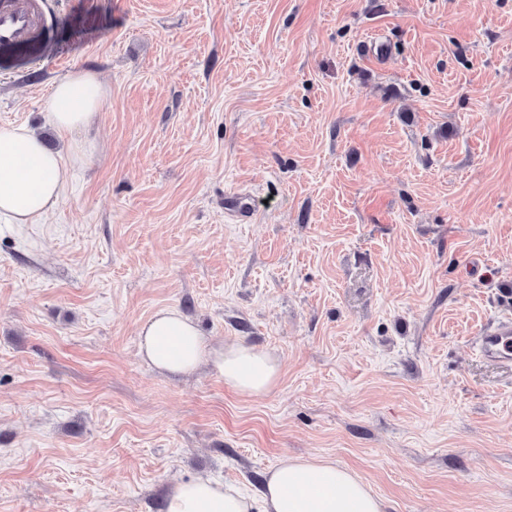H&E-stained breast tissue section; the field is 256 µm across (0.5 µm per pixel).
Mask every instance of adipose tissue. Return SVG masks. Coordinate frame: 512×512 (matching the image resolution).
Masks as SVG:
<instances>
[{
	"label": "adipose tissue",
	"instance_id": "1",
	"mask_svg": "<svg viewBox=\"0 0 512 512\" xmlns=\"http://www.w3.org/2000/svg\"><path fill=\"white\" fill-rule=\"evenodd\" d=\"M105 97L96 75L80 72L55 85L45 110L65 138L93 125ZM75 156L47 148L28 126L0 125V223H43L65 195L62 174ZM138 336L140 355L162 373L188 374L206 365L246 396L268 392L281 377L274 353L243 342L213 343L174 309L156 312ZM166 512H385V503L347 469L287 456L268 472L261 499L200 476L177 485Z\"/></svg>",
	"mask_w": 512,
	"mask_h": 512
}]
</instances>
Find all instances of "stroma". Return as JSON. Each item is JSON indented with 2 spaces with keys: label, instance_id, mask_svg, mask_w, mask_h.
<instances>
[{
  "label": "stroma",
  "instance_id": "stroma-1",
  "mask_svg": "<svg viewBox=\"0 0 512 512\" xmlns=\"http://www.w3.org/2000/svg\"><path fill=\"white\" fill-rule=\"evenodd\" d=\"M84 70L93 151L0 224V512H164L287 456L387 512H512V369L470 349L512 314V0H44L0 125L65 147L44 102ZM163 308L278 384L157 373Z\"/></svg>",
  "mask_w": 512,
  "mask_h": 512
}]
</instances>
